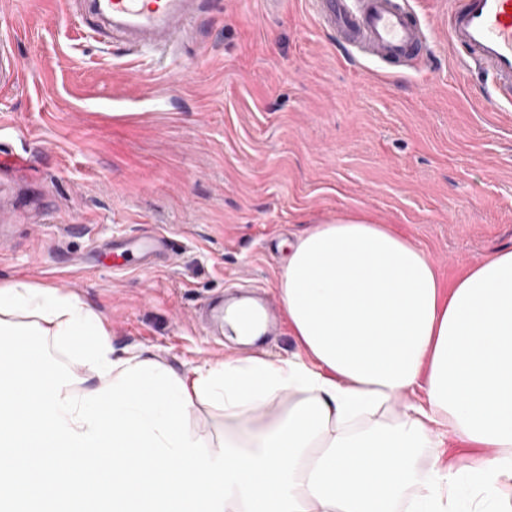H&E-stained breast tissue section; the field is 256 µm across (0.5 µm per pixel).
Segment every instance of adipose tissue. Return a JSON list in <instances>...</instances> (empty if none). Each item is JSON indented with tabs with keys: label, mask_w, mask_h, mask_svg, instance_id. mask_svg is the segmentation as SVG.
Instances as JSON below:
<instances>
[{
	"label": "adipose tissue",
	"mask_w": 512,
	"mask_h": 512,
	"mask_svg": "<svg viewBox=\"0 0 512 512\" xmlns=\"http://www.w3.org/2000/svg\"><path fill=\"white\" fill-rule=\"evenodd\" d=\"M278 291L305 359L178 374L115 355L78 299L0 284V512H512V248L444 284L424 249L363 216L295 234ZM75 349L73 386L24 321ZM287 407L220 453L196 402L228 418ZM481 454L422 462L443 434Z\"/></svg>",
	"instance_id": "obj_1"
}]
</instances>
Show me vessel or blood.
<instances>
[{
    "label": "vessel or blood",
    "instance_id": "vessel-or-blood-1",
    "mask_svg": "<svg viewBox=\"0 0 512 512\" xmlns=\"http://www.w3.org/2000/svg\"><path fill=\"white\" fill-rule=\"evenodd\" d=\"M83 38L120 35L129 52L172 48L208 0H74ZM327 32L344 46L395 63L423 55L428 34L409 0H314ZM448 38L461 65L491 76L499 100L512 104V0H450Z\"/></svg>",
    "mask_w": 512,
    "mask_h": 512
}]
</instances>
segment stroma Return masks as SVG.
Here are the masks:
<instances>
[{
  "label": "stroma",
  "instance_id": "stroma-1",
  "mask_svg": "<svg viewBox=\"0 0 512 512\" xmlns=\"http://www.w3.org/2000/svg\"><path fill=\"white\" fill-rule=\"evenodd\" d=\"M430 31L413 68L349 54L310 0H213L175 55L81 39L72 0H0L15 74L0 85V284L76 296L178 373L300 352L291 328L241 345L201 324L213 300L276 292L294 234L353 215L423 248L442 281L512 246V111L459 66L448 0H411ZM168 236L146 268L113 249ZM200 403L212 444L263 423Z\"/></svg>",
  "mask_w": 512,
  "mask_h": 512
}]
</instances>
